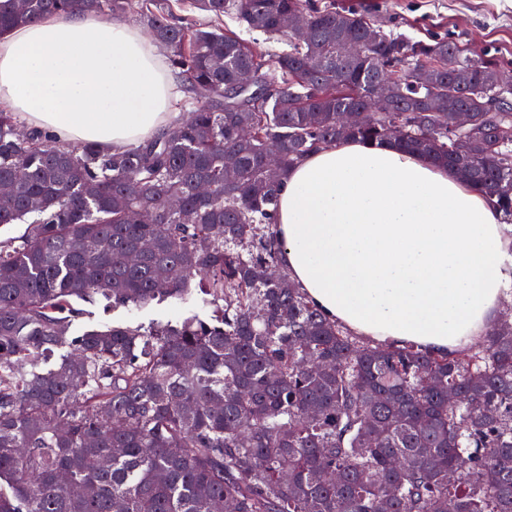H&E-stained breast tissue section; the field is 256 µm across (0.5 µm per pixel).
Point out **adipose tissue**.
I'll use <instances>...</instances> for the list:
<instances>
[{"instance_id": "obj_1", "label": "adipose tissue", "mask_w": 512, "mask_h": 512, "mask_svg": "<svg viewBox=\"0 0 512 512\" xmlns=\"http://www.w3.org/2000/svg\"><path fill=\"white\" fill-rule=\"evenodd\" d=\"M157 46L85 12L0 35V107L59 142L117 152L178 120ZM281 263L309 301L374 342L454 354L486 335L512 284L489 198L396 143L347 140L286 173Z\"/></svg>"}]
</instances>
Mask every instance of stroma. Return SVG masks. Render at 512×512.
I'll return each mask as SVG.
<instances>
[{
    "instance_id": "obj_1",
    "label": "stroma",
    "mask_w": 512,
    "mask_h": 512,
    "mask_svg": "<svg viewBox=\"0 0 512 512\" xmlns=\"http://www.w3.org/2000/svg\"><path fill=\"white\" fill-rule=\"evenodd\" d=\"M340 5L370 9L384 28L396 29L421 39L434 33H449L469 49L472 57H497L504 74L512 75V0H338ZM223 28L234 33L254 54L273 60L286 51L288 40L251 31L235 15L224 17ZM78 329H107L110 326H150L178 321L191 314L205 317L213 306L208 295L194 293L184 299L151 302L140 308L112 307L105 300L78 302Z\"/></svg>"
}]
</instances>
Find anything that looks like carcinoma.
Masks as SVG:
<instances>
[{"label": "carcinoma", "mask_w": 512, "mask_h": 512, "mask_svg": "<svg viewBox=\"0 0 512 512\" xmlns=\"http://www.w3.org/2000/svg\"><path fill=\"white\" fill-rule=\"evenodd\" d=\"M187 2L287 37L272 61L281 79L265 80L260 102L225 111L239 75L264 66L237 36L140 0L195 100L188 118L104 153L22 135L0 112V184L13 191L0 224H27L0 243V512H512V326L450 356L372 345L287 273L267 276L279 268L288 168L343 140L428 156L511 223L512 92L487 82L499 60L470 57L446 33L387 30L333 0ZM131 7L0 0V34L75 11L119 21ZM290 13L307 16L306 37L281 28ZM377 81L391 86L387 110L337 128L336 112L364 104ZM458 109L474 113L467 131L452 129ZM199 274L224 301L209 321L73 333L78 300L143 306L188 293ZM57 349L60 362L38 369ZM63 471L81 493L60 484Z\"/></svg>", "instance_id": "cac0c4a2"}]
</instances>
